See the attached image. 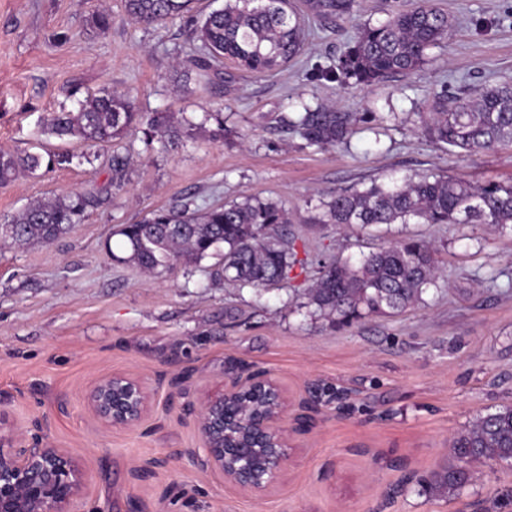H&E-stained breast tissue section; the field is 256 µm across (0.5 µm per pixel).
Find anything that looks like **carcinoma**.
Listing matches in <instances>:
<instances>
[{"label":"carcinoma","mask_w":512,"mask_h":512,"mask_svg":"<svg viewBox=\"0 0 512 512\" xmlns=\"http://www.w3.org/2000/svg\"><path fill=\"white\" fill-rule=\"evenodd\" d=\"M194 0H124L127 17L163 24L192 10ZM320 19L350 14L352 0H305ZM448 14L432 0H419L389 18L358 31L352 45L327 69L371 85L390 75L408 74L424 63L427 51L448 35ZM305 18L290 0H225L196 22L199 43L191 58L204 74L229 60L241 71L265 74L283 68L302 51ZM373 112L349 114L305 109L288 121L311 146L328 147L348 140L360 124L382 123ZM142 127L143 142L171 143L180 125L162 116L148 119L134 111L126 95L104 91L78 102L74 111L56 112L45 122L48 134L77 138L89 146L110 143L128 130ZM424 136L448 150L476 153L512 143V83L482 91L476 97H434L423 121ZM68 153L24 154L0 151V185L19 174L36 173L71 163ZM111 201L108 188L57 194L29 203L0 224V246L49 244L72 232ZM323 222L344 230L353 224H492L512 227V183L473 185L430 173L391 185L371 183L337 192L324 203ZM288 211L279 203L254 195L239 201L192 209L185 203L151 212L115 231L122 237L123 261L158 275L176 263L198 264L210 256L220 260L211 270L215 281L262 290L289 278L295 266L305 268L287 233ZM319 271L307 304L320 316L344 325L369 315L402 310L420 300L441 278L434 250L423 240L390 243L356 265L333 256L318 260ZM456 465H444L419 479L435 495L452 497L471 484L469 460L512 461V406L479 416L451 440Z\"/></svg>","instance_id":"carcinoma-1"}]
</instances>
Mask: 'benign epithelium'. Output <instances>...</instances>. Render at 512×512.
<instances>
[{
  "label": "benign epithelium",
  "instance_id": "benign-epithelium-1",
  "mask_svg": "<svg viewBox=\"0 0 512 512\" xmlns=\"http://www.w3.org/2000/svg\"><path fill=\"white\" fill-rule=\"evenodd\" d=\"M95 417L115 428L136 426L149 410L145 384L110 375L86 394ZM285 388L263 372L205 397L198 416L203 469H217L237 487L262 493L273 487L291 458ZM0 411V512H73L85 483L83 465L67 450L34 443L4 430Z\"/></svg>",
  "mask_w": 512,
  "mask_h": 512
}]
</instances>
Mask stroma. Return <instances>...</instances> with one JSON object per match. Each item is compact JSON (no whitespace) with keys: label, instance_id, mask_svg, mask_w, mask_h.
Segmentation results:
<instances>
[{"label":"stroma","instance_id":"35a3bbf8","mask_svg":"<svg viewBox=\"0 0 512 512\" xmlns=\"http://www.w3.org/2000/svg\"><path fill=\"white\" fill-rule=\"evenodd\" d=\"M411 0H354L349 17L310 24L301 56L273 75L225 63L201 76L186 19L144 26L124 0H0V149L68 152L71 164L0 186V223L30 201L111 186L112 201L51 244L0 249V409L15 432L69 449L91 473L80 512H501L512 462L475 465L452 500L414 475L448 462L450 440L478 415L512 404V230L488 224L321 223L322 204L372 181L439 172L471 184L512 180V146L464 156L422 134L432 98L512 81V0H434L452 26L416 71L366 87L316 79L363 25ZM109 30L92 29L99 8ZM152 117L192 118L178 140L146 150L132 132L90 147L48 135L49 113L102 90ZM375 112L380 125L319 149L289 130L303 106ZM224 115V133L203 122ZM131 157L112 184V157ZM248 194L289 214L306 273L265 290L212 281L210 260L146 277L115 231L149 211L203 208ZM409 238L431 243L436 287L402 312L336 326L306 305L315 262L351 264ZM271 374L305 425L287 419L291 459L255 494L185 456L202 447V395L253 371ZM143 381L151 407L136 428H109L85 396L101 378Z\"/></svg>","mask_w":512,"mask_h":512}]
</instances>
